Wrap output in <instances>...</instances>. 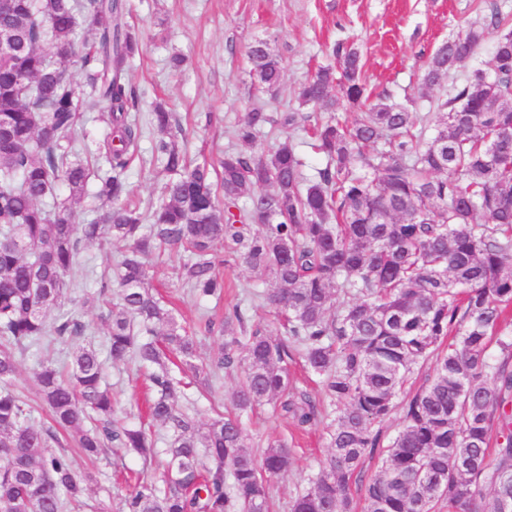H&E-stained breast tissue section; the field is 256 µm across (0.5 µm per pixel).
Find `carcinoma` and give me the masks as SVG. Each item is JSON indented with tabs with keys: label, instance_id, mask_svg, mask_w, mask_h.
Masks as SVG:
<instances>
[{
	"label": "carcinoma",
	"instance_id": "carcinoma-1",
	"mask_svg": "<svg viewBox=\"0 0 512 512\" xmlns=\"http://www.w3.org/2000/svg\"><path fill=\"white\" fill-rule=\"evenodd\" d=\"M8 2L0 9V512L81 502L87 478L53 448L60 430L90 459L114 444L156 454L144 427L115 419L106 363L129 360L151 369L148 414L169 445L161 482H140L122 512H272L273 482L294 466L292 449L277 440L256 456L236 417L199 425L178 406L190 383L171 373L174 358L196 378L243 369L233 399L241 412L271 405L299 427L336 415L327 461L289 512H356L352 479L377 453L381 465L361 483L364 512H512V370L490 354L512 311V24L496 0H484L489 22L425 62L420 87L441 86L498 30L490 69L453 83L433 112L368 92L359 48L337 44V64L311 75L296 105L274 113L255 104L232 127L254 147L273 128L309 126L325 160L309 174L290 138L267 153L193 162L172 113L156 104L152 155L164 182L146 215L127 181L142 131L126 79L137 40L123 0ZM82 25L96 31L90 46ZM247 56L252 86L276 91L280 55L257 40ZM75 63L104 124L82 153ZM348 108L358 111L352 123L339 117ZM106 239L126 251L83 299L91 306L119 291L104 349L77 346L65 372L38 362L51 420L39 425L13 388L20 361L87 333L66 308L68 276L88 244ZM219 246L275 283L265 299L280 329L236 333L204 314L195 331L161 306L148 258L183 252L177 281L218 302ZM200 334L223 339L209 364L197 362ZM297 355L321 379L325 403L294 397L288 364ZM430 359L429 383L398 400L413 368ZM397 408L403 426L385 445L380 425Z\"/></svg>",
	"mask_w": 512,
	"mask_h": 512
}]
</instances>
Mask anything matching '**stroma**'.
<instances>
[{"label":"stroma","mask_w":512,"mask_h":512,"mask_svg":"<svg viewBox=\"0 0 512 512\" xmlns=\"http://www.w3.org/2000/svg\"><path fill=\"white\" fill-rule=\"evenodd\" d=\"M126 22L135 29L140 49L128 72V82L139 96L137 117L143 124L141 158L129 171V184L142 203L156 200L159 185L149 163L154 133L148 128L156 101H165L183 128L182 142L190 158H218L226 152L242 151L232 139V125L247 112L256 98L252 89L247 48L256 40L268 41L283 63L282 89L269 100L273 110L294 103L308 75L328 63V49L336 42H353L363 53V79L373 93L389 95L396 102L413 98L415 109L428 111L431 104L448 97L449 86L420 91L423 62L468 23L483 20L478 0H125ZM181 55L180 70H172L169 59ZM125 247L120 243H95L79 256L77 269L83 285L71 289L73 299L97 291L100 274L113 268ZM223 260L224 298L213 307L215 317L227 318L234 306L247 308L250 324H270L275 313L261 300L268 285L225 252ZM178 258L164 254L152 259L151 271L158 282L171 283V304L175 319L194 325L203 309L188 289L173 286V268ZM73 342L52 344L43 355L25 357L14 380L16 390L36 405L37 423L48 424L45 407L40 406L33 372L39 357L62 359ZM107 381L112 387L116 413L129 424H138V410L150 395L144 371L135 364L110 365ZM242 372L221 373L211 396L192 393L187 403L199 422L207 423L217 414L232 411V392ZM255 453H262L271 440L292 443L295 465L275 481V512H288L290 496L302 489L308 477L318 472L328 448L326 424L306 433L295 432L290 419L264 406L241 417ZM58 448L73 462L78 474L86 476V505L82 512H120L121 501L136 477L153 478L160 472L159 461L144 464L125 448H109L97 462H88L71 435L58 436Z\"/></svg>","instance_id":"1"}]
</instances>
